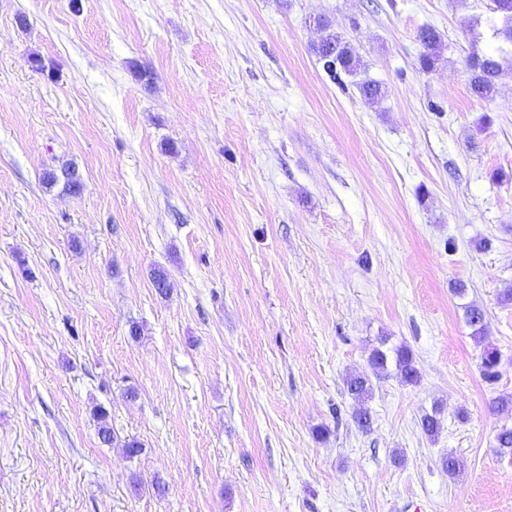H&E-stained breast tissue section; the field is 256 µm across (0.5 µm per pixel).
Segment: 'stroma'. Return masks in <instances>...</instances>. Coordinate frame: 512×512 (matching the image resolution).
<instances>
[{
    "mask_svg": "<svg viewBox=\"0 0 512 512\" xmlns=\"http://www.w3.org/2000/svg\"><path fill=\"white\" fill-rule=\"evenodd\" d=\"M318 15L378 103L323 71ZM501 25L493 0H0V512H512V69L487 100L467 70ZM69 164L82 191L46 188ZM381 345L419 380L355 401ZM418 40L423 51L418 57V65L422 71L429 72L433 70L440 61L443 43L441 35L435 28L426 26L419 30Z\"/></svg>",
    "mask_w": 512,
    "mask_h": 512,
    "instance_id": "1",
    "label": "stroma"
}]
</instances>
